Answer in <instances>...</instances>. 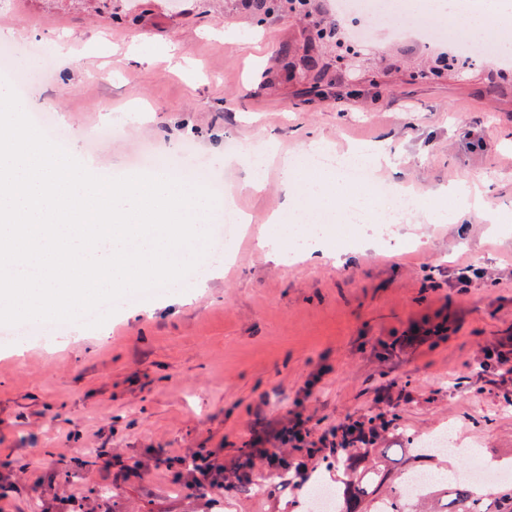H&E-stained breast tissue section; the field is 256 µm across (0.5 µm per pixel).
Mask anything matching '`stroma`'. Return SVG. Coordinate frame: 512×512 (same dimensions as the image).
Listing matches in <instances>:
<instances>
[{
    "instance_id": "35a3bbf8",
    "label": "stroma",
    "mask_w": 512,
    "mask_h": 512,
    "mask_svg": "<svg viewBox=\"0 0 512 512\" xmlns=\"http://www.w3.org/2000/svg\"><path fill=\"white\" fill-rule=\"evenodd\" d=\"M337 13L336 0H312L307 17L287 0L264 14L253 0L0 8V48L14 59L0 78L32 72L22 106L64 132L68 153L124 176L147 148L173 175L202 160L224 181L210 227L228 203L248 218L224 243L222 271H196L177 294L118 308L96 328L71 325L53 343L0 325V463L22 471L0 512H59L72 498L104 512L106 487L130 512H296L303 489L260 465L249 473L263 475V492L234 478L206 504L177 495L160 470L95 462L61 474L92 448L126 458L219 448L231 470L248 464L255 429L293 413L318 431L384 414L400 432L382 448L450 424L487 457H512V380L478 385L482 347L512 333V66L447 67L436 55L455 46L372 18L365 43L340 47L324 34ZM314 140L335 154L389 152L373 173L409 187L402 226L415 249L393 235L364 251L355 227L335 224L334 256L266 258L257 243L270 216L296 221L281 161ZM249 152L266 161L258 190ZM466 264L485 275L463 289L454 272ZM438 323L442 335L400 346Z\"/></svg>"
}]
</instances>
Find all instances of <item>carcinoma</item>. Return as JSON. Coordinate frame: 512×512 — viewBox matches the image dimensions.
I'll return each instance as SVG.
<instances>
[{
	"instance_id": "1",
	"label": "carcinoma",
	"mask_w": 512,
	"mask_h": 512,
	"mask_svg": "<svg viewBox=\"0 0 512 512\" xmlns=\"http://www.w3.org/2000/svg\"><path fill=\"white\" fill-rule=\"evenodd\" d=\"M336 484L346 495V512H378V502L395 505L392 512H512V483L482 493L466 483L433 482L420 499L412 498L402 477L391 478L388 448L347 445L336 449Z\"/></svg>"
}]
</instances>
